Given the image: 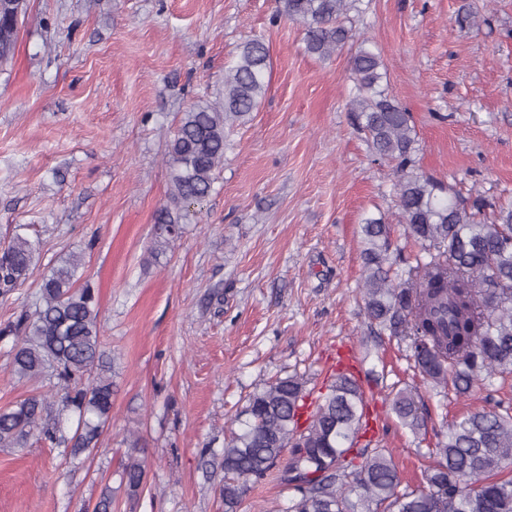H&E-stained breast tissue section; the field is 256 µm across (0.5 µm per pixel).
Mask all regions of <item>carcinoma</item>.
<instances>
[{
    "mask_svg": "<svg viewBox=\"0 0 512 512\" xmlns=\"http://www.w3.org/2000/svg\"><path fill=\"white\" fill-rule=\"evenodd\" d=\"M362 0H278L275 19L304 26L307 52L328 58L353 38L348 13ZM24 0H0V64L14 55ZM353 126L375 156L393 164L400 223L420 243L411 258L392 248L389 225L362 221V301L379 332L408 343L414 368L457 396L512 374V205L498 206L478 193L446 194V187L418 168L412 116L382 85L381 55L361 43L351 58ZM269 50L260 38L246 41L224 72L222 97L181 113L167 151L168 203L156 214L152 265L181 237V213L200 205L224 164L226 130L253 112L268 88ZM41 242L15 233L0 250V295L21 286ZM82 256L72 252L44 275L34 308L0 325L13 339L11 364L22 379H55L50 395L30 394L0 407V446L31 437L70 454L92 455L112 420V362L102 348L100 305L94 289L79 284ZM307 380L277 378L250 395L235 416L238 429L224 439L217 464L224 471L219 494L224 512H238L250 484L278 468L295 493L293 512H512V407L494 404L448 426L435 447L438 460L422 490L400 489L391 452L362 448L348 458L363 430L365 394L351 373L339 372L308 409ZM391 410L412 433L425 429L423 403L410 389L395 392ZM122 464L121 486L130 500L146 486L145 462Z\"/></svg>",
    "mask_w": 512,
    "mask_h": 512,
    "instance_id": "obj_1",
    "label": "carcinoma"
}]
</instances>
